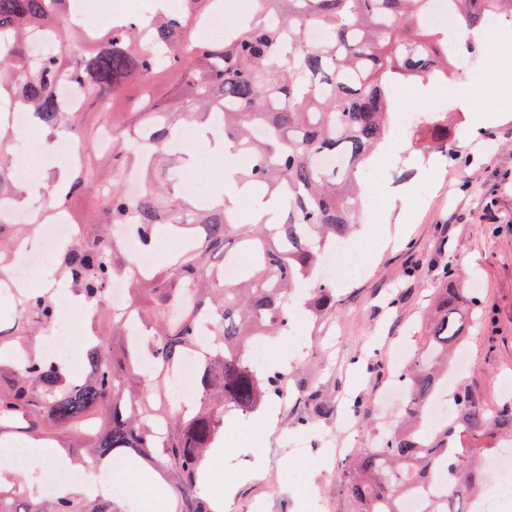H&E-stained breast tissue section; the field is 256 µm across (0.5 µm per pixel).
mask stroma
<instances>
[{
	"mask_svg": "<svg viewBox=\"0 0 512 512\" xmlns=\"http://www.w3.org/2000/svg\"><path fill=\"white\" fill-rule=\"evenodd\" d=\"M470 58L472 71L443 90L417 85L401 102L451 113L447 149L422 150L412 132L373 159L355 231L365 274L337 284L334 314L305 317L301 335L270 339L288 367L283 398L250 420L227 418L234 445L207 459L208 474L225 476L206 488L223 512H350L341 470H322L317 459L336 446L344 417L357 424L360 450L400 419L392 382L368 368L417 339L443 268L453 270L464 307L483 314L468 329L460 382L490 407H512V58L480 45ZM488 98L492 108L479 111ZM306 388L335 407L308 427L300 423ZM295 447L306 450L308 468L277 479Z\"/></svg>",
	"mask_w": 512,
	"mask_h": 512,
	"instance_id": "stroma-1",
	"label": "stroma"
}]
</instances>
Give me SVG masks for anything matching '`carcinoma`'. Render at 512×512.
<instances>
[{"mask_svg": "<svg viewBox=\"0 0 512 512\" xmlns=\"http://www.w3.org/2000/svg\"><path fill=\"white\" fill-rule=\"evenodd\" d=\"M219 0H181L142 21L123 17L103 30L72 21L71 0H0V203L19 188L12 159L18 136L5 120L15 106L36 115L40 132L65 134L79 159L66 179L52 176L43 192L51 206L89 208L56 261V276L91 311L87 369L74 379L66 363L40 351L43 332L59 317L52 288L15 298L10 327L0 328V441L31 440L66 448L69 459L140 460L153 464L172 491L173 512H218L203 492L209 451L224 442L230 415L257 412L284 385L282 373L250 358L258 339L296 320V303L314 313L336 306L335 284L319 279L325 252L353 240L362 207L360 183L375 152L392 136V87L445 81L458 56L448 31L431 27L427 0H255L219 42L196 34ZM455 22L489 25L512 14V0H446ZM324 33L313 42L310 33ZM41 34L56 48L31 55ZM176 74L171 97L156 100L150 82ZM142 93L126 105V87ZM80 93L83 106L65 111L59 90ZM97 112L94 131L82 115ZM218 111L224 135L247 159L234 180L277 197L275 224H241L224 199L197 208L168 186L169 142L178 128ZM262 128L257 138L253 130ZM424 149L445 148L448 114L422 118ZM339 158L326 167L322 158ZM138 165L134 190L125 174ZM128 225L141 246L168 230L180 248L162 268L134 270L110 229ZM40 229L0 222L3 255ZM249 253L233 280L224 258ZM128 279L129 304L112 309L107 287ZM457 289L443 288L414 355L396 374L405 387L402 424L376 448L341 462L342 492L352 512H400V499L448 468V491L425 512H470L484 473L475 442L512 441V409L493 411L467 387L449 396L448 417L426 421L427 406L462 348L466 325ZM211 326L199 345L200 323ZM201 358L190 410L176 405L171 378L189 354ZM0 512H120L114 499L80 492L40 502L18 477L0 482Z\"/></svg>", "mask_w": 512, "mask_h": 512, "instance_id": "1", "label": "carcinoma"}]
</instances>
